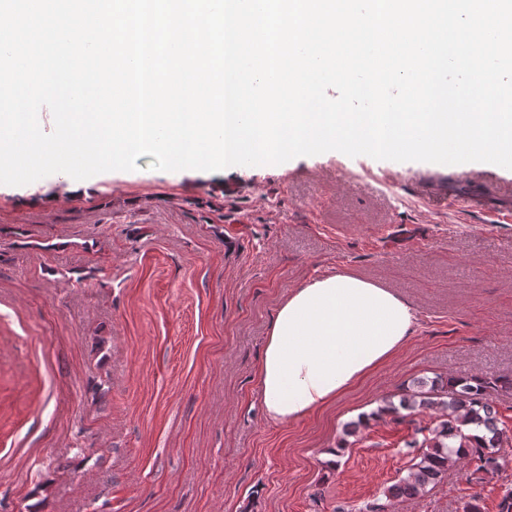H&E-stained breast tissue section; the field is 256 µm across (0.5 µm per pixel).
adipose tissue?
Masks as SVG:
<instances>
[{
  "label": "adipose tissue",
  "instance_id": "adipose-tissue-1",
  "mask_svg": "<svg viewBox=\"0 0 512 512\" xmlns=\"http://www.w3.org/2000/svg\"><path fill=\"white\" fill-rule=\"evenodd\" d=\"M415 310L390 290L333 272L291 289L268 328L257 379L270 420L336 401L408 339Z\"/></svg>",
  "mask_w": 512,
  "mask_h": 512
}]
</instances>
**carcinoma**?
<instances>
[{
    "instance_id": "cac0c4a2",
    "label": "carcinoma",
    "mask_w": 512,
    "mask_h": 512,
    "mask_svg": "<svg viewBox=\"0 0 512 512\" xmlns=\"http://www.w3.org/2000/svg\"><path fill=\"white\" fill-rule=\"evenodd\" d=\"M512 391V378L486 375L418 380L400 394L399 405L392 403L381 409L396 414L402 408L409 414L433 410L438 414L434 427L417 445L407 477L389 486L385 495L414 498L430 485H436L448 470L468 460L475 464L474 480L502 476L504 464L497 448L507 438L498 427L496 411L490 399L492 390Z\"/></svg>"
}]
</instances>
